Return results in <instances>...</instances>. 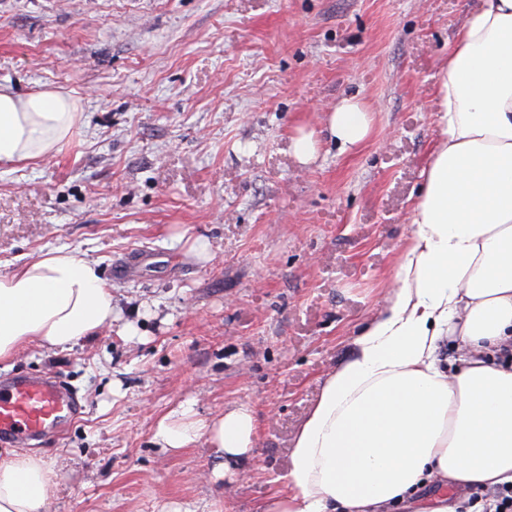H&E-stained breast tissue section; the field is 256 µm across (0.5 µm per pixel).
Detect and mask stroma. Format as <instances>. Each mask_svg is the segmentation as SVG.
Instances as JSON below:
<instances>
[{"label": "stroma", "instance_id": "obj_1", "mask_svg": "<svg viewBox=\"0 0 512 512\" xmlns=\"http://www.w3.org/2000/svg\"><path fill=\"white\" fill-rule=\"evenodd\" d=\"M475 2L0 0V86L60 88L80 112L54 154L0 164V272L72 251L116 305L91 339L0 363L61 375L80 401L38 445L62 466L51 512H256L282 488L325 379L393 288L438 74ZM345 97L371 130L344 151L327 126ZM302 129L320 140L306 165ZM188 399L255 415L222 481L205 438L153 442Z\"/></svg>", "mask_w": 512, "mask_h": 512}]
</instances>
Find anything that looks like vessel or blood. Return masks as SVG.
<instances>
[{
  "label": "vessel or blood",
  "mask_w": 512,
  "mask_h": 512,
  "mask_svg": "<svg viewBox=\"0 0 512 512\" xmlns=\"http://www.w3.org/2000/svg\"><path fill=\"white\" fill-rule=\"evenodd\" d=\"M79 403L60 377L15 374L0 380V446L18 444L73 419Z\"/></svg>",
  "instance_id": "1"
}]
</instances>
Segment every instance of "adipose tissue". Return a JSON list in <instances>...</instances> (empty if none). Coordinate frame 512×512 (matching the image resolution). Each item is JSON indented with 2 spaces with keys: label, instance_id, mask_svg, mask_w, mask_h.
I'll use <instances>...</instances> for the list:
<instances>
[{
  "label": "adipose tissue",
  "instance_id": "adipose-tissue-1",
  "mask_svg": "<svg viewBox=\"0 0 512 512\" xmlns=\"http://www.w3.org/2000/svg\"><path fill=\"white\" fill-rule=\"evenodd\" d=\"M439 139L393 269L396 289L325 380L297 431L284 487L258 512H399L445 488L512 486V0H477L436 84ZM79 121L57 89L0 87V164L54 152ZM367 107L342 99L329 117L341 148L367 136ZM112 289L95 263L50 251L0 274V362L32 344L68 349L112 323ZM459 352L440 365L444 339ZM257 425L239 406L199 417L186 402L157 424L163 448L206 438L215 479L247 455ZM53 460L0 450V512H49Z\"/></svg>",
  "mask_w": 512,
  "mask_h": 512
}]
</instances>
